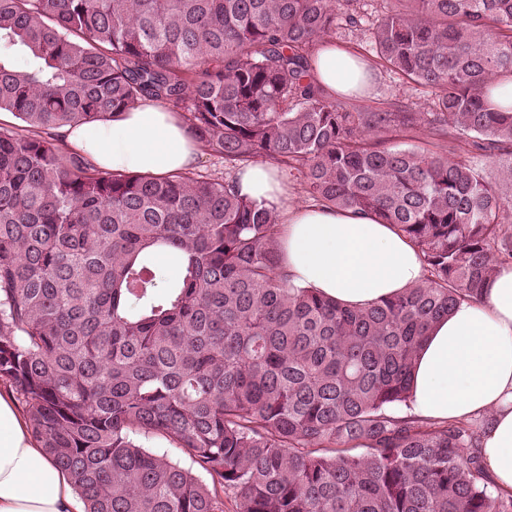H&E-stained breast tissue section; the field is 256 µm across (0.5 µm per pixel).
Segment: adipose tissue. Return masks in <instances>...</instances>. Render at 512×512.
<instances>
[{
  "label": "adipose tissue",
  "instance_id": "1",
  "mask_svg": "<svg viewBox=\"0 0 512 512\" xmlns=\"http://www.w3.org/2000/svg\"><path fill=\"white\" fill-rule=\"evenodd\" d=\"M313 77L332 95L369 85L366 65L333 46ZM65 143L107 171L164 176L194 169L200 143L182 117L153 101L95 128L68 126ZM241 195L281 205L282 274L347 307H365L425 281L419 253L377 217L315 204L287 205L276 169L257 163L236 179ZM409 414L427 421L478 422L486 474L512 492V266L501 267L480 299L434 322L413 372ZM0 512H84L69 474L34 439L12 392H0Z\"/></svg>",
  "mask_w": 512,
  "mask_h": 512
}]
</instances>
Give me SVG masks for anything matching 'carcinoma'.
<instances>
[{
	"mask_svg": "<svg viewBox=\"0 0 512 512\" xmlns=\"http://www.w3.org/2000/svg\"><path fill=\"white\" fill-rule=\"evenodd\" d=\"M357 2L0 0V382L85 512H512L477 424L398 413L432 322L512 264V107L490 95L512 0H389L372 53L438 90L429 112H347L312 82ZM145 100L224 166L393 225L426 281L343 307L279 274V211L234 180L102 170L61 139Z\"/></svg>",
	"mask_w": 512,
	"mask_h": 512,
	"instance_id": "carcinoma-1",
	"label": "carcinoma"
}]
</instances>
